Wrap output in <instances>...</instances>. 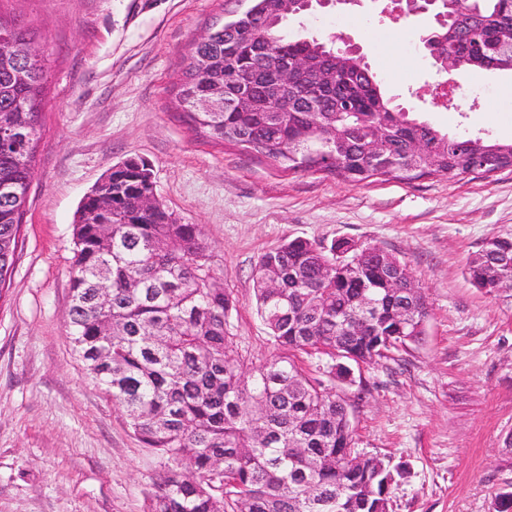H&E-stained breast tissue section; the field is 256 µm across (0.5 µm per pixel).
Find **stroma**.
<instances>
[{
    "label": "stroma",
    "mask_w": 512,
    "mask_h": 512,
    "mask_svg": "<svg viewBox=\"0 0 512 512\" xmlns=\"http://www.w3.org/2000/svg\"><path fill=\"white\" fill-rule=\"evenodd\" d=\"M249 5L0 0L5 17L36 30L49 67L21 250L0 296V512H148L164 468L66 331L75 211L129 157L150 164L158 198L182 223L200 225L233 297L237 349L253 361L274 350L254 293L264 251L344 238L398 257L425 297V333L337 381L354 447L396 470L388 512H493L495 493L512 490V297L485 294L466 274L488 237H512V173L351 186L196 137L177 79L198 37ZM434 25L363 0L291 17L283 33L340 32L400 107L451 134L511 141L512 73L456 75L461 93L445 103V77L421 44Z\"/></svg>",
    "instance_id": "35a3bbf8"
}]
</instances>
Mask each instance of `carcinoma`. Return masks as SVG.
Masks as SVG:
<instances>
[{
  "mask_svg": "<svg viewBox=\"0 0 512 512\" xmlns=\"http://www.w3.org/2000/svg\"><path fill=\"white\" fill-rule=\"evenodd\" d=\"M267 11L263 33L273 49L306 55L333 70L332 83L352 99L336 111L296 112L305 83L271 99L254 56L256 20L239 28L210 26V41L193 44L177 82L183 117L215 145L234 143L289 173L323 174L349 185L372 179L412 182L435 174L472 173V157L493 155L492 174L512 170V141L451 136L396 106L366 64L314 36L280 34L285 0H255ZM442 39L429 52L458 72H512V0H462ZM0 290L18 258L19 226L34 176L48 80L45 64L29 60L36 32L0 15ZM221 87L246 89L258 112L194 108ZM424 143L421 153L408 150ZM378 144L373 152L370 145ZM142 161L112 167L84 199L72 226L68 329L92 379L124 409L134 434L166 458L149 512H387L394 471L378 456L353 448L349 404L306 373L298 355L323 354L341 363H370L405 350L424 335L428 310L406 266L378 247L347 241L326 246L295 238L262 253L255 267L257 313L277 348L260 364L235 354L224 288L197 224H183L162 202L140 210L152 190ZM103 220L92 224L88 215ZM512 237L492 236L468 259L472 283L488 295L512 292ZM110 284L100 300L98 285ZM374 301L364 316L365 300Z\"/></svg>",
  "mask_w": 512,
  "mask_h": 512,
  "instance_id": "cac0c4a2",
  "label": "carcinoma"
}]
</instances>
